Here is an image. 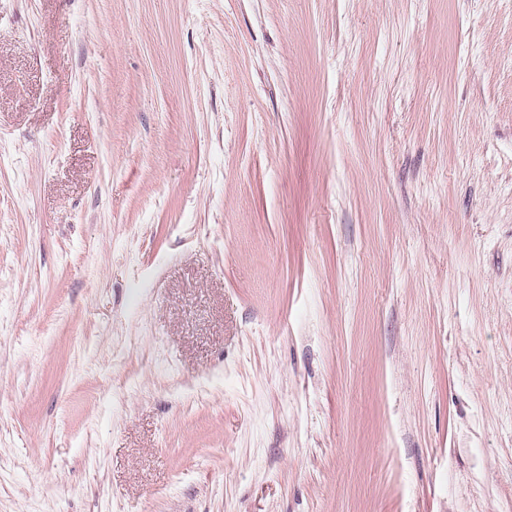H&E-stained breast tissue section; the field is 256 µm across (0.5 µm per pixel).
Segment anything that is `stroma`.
I'll return each instance as SVG.
<instances>
[{"mask_svg":"<svg viewBox=\"0 0 512 512\" xmlns=\"http://www.w3.org/2000/svg\"><path fill=\"white\" fill-rule=\"evenodd\" d=\"M0 512H512V0H0Z\"/></svg>","mask_w":512,"mask_h":512,"instance_id":"stroma-1","label":"stroma"}]
</instances>
